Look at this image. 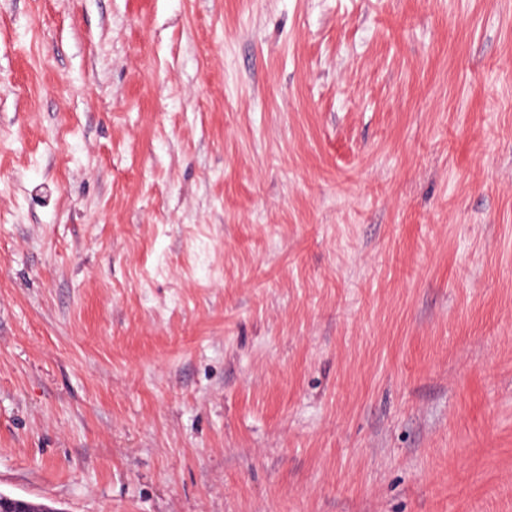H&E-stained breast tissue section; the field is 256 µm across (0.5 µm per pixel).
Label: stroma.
<instances>
[{"label": "stroma", "mask_w": 512, "mask_h": 512, "mask_svg": "<svg viewBox=\"0 0 512 512\" xmlns=\"http://www.w3.org/2000/svg\"><path fill=\"white\" fill-rule=\"evenodd\" d=\"M0 492L512 512V0H0Z\"/></svg>", "instance_id": "35a3bbf8"}]
</instances>
